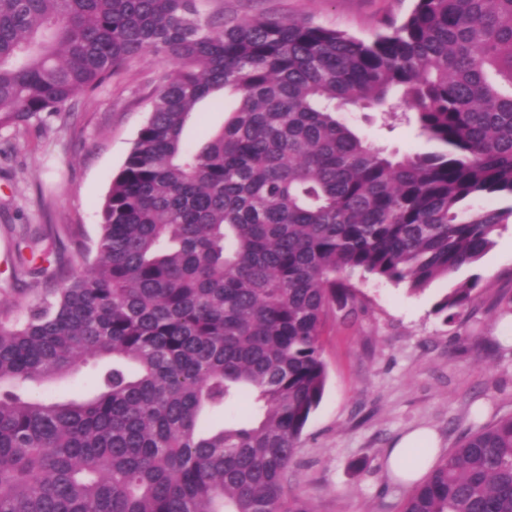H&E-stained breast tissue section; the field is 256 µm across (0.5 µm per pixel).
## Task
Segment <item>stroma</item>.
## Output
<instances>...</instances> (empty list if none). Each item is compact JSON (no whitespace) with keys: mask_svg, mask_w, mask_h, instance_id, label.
Instances as JSON below:
<instances>
[{"mask_svg":"<svg viewBox=\"0 0 512 512\" xmlns=\"http://www.w3.org/2000/svg\"><path fill=\"white\" fill-rule=\"evenodd\" d=\"M415 0H208V14L290 17L372 38L386 19L402 20ZM160 56L137 60L66 112L0 129V294L23 315L42 277L15 278L16 244L43 225L63 227L53 250L69 270L94 250L100 205L146 119L156 78L170 71ZM351 124L377 146L424 152L415 126L388 125L377 112L353 111ZM480 277L474 304L454 324L433 312L458 284ZM359 310L329 320L322 336L328 381L301 437L288 486L315 512H397L409 491L386 458L405 432L425 427L446 455L465 434L512 413V222L475 265L409 291L353 276Z\"/></svg>","mask_w":512,"mask_h":512,"instance_id":"1","label":"stroma"}]
</instances>
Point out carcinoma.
I'll list each match as a JSON object with an SVG mask.
<instances>
[{
  "instance_id": "cac0c4a2",
  "label": "carcinoma",
  "mask_w": 512,
  "mask_h": 512,
  "mask_svg": "<svg viewBox=\"0 0 512 512\" xmlns=\"http://www.w3.org/2000/svg\"><path fill=\"white\" fill-rule=\"evenodd\" d=\"M201 0H0V127L58 114L149 55L173 64L101 206L94 259L0 299V512H314L287 473L327 383L322 332L358 273L421 291L512 219V0H416L365 40L221 21ZM236 104L190 146L207 98ZM436 144L387 152L340 115ZM34 270L50 252L23 255ZM480 278L444 294L453 324ZM91 362L86 396L43 383ZM401 512H512V414L464 435Z\"/></svg>"
}]
</instances>
